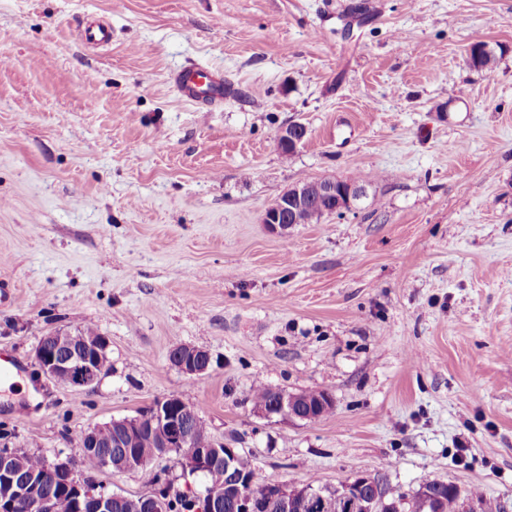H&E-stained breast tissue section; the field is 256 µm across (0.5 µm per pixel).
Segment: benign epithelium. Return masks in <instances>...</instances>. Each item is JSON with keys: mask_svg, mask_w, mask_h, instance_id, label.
Wrapping results in <instances>:
<instances>
[{"mask_svg": "<svg viewBox=\"0 0 512 512\" xmlns=\"http://www.w3.org/2000/svg\"><path fill=\"white\" fill-rule=\"evenodd\" d=\"M328 193L341 191L347 206H352L353 199L359 194V188L343 178L330 177L321 180ZM67 347L64 354L50 353L45 349V342H40L35 350V363L40 372L50 380L56 379L61 373L68 376L67 386L79 389H90L99 380L102 372L97 366L98 359L107 352L108 343L104 337H88L74 332H59L49 335ZM173 364L188 375H199L208 370L211 356L206 351L196 348L190 358H175ZM274 400L271 407L261 408L265 415H280L285 418H302L299 411L294 409L295 403L300 399L301 393H286L273 391ZM182 404L181 399L170 397L157 402L145 413L150 420V431L157 437L160 447L164 450L179 448L182 450L185 466L193 473H201L209 479V484L221 488H237L239 484L230 477L233 471V462L236 449L224 445V449L217 447L196 448L191 442V433L188 423L177 407ZM142 429L141 421L125 422L121 427H113L112 423L93 427L84 432L78 444L82 450H93L103 443L118 449L112 458V468L117 471H130L143 466V463L133 458L131 453L124 450L125 443L134 433ZM18 452L7 449L0 452V512H14L17 503L26 498L38 497V490L43 478L33 474L21 482L12 475L14 462ZM53 472L63 481L77 498H84V504L90 507L91 512H112V502L124 500L126 496L109 493L81 483L74 477V471L67 461L51 464ZM370 485L374 488L376 496L382 495V484L376 479L366 476H356L343 482L339 486L341 497L353 498L358 490ZM277 493L269 502H262L253 495L239 493L234 502L236 512H294L307 499L309 490L305 487H288L283 484L276 485ZM171 498L169 480L159 476L156 478L154 488L138 496L140 512H167L168 501Z\"/></svg>", "mask_w": 512, "mask_h": 512, "instance_id": "benign-epithelium-1", "label": "benign epithelium"}]
</instances>
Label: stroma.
<instances>
[{
  "label": "stroma",
  "mask_w": 512,
  "mask_h": 512,
  "mask_svg": "<svg viewBox=\"0 0 512 512\" xmlns=\"http://www.w3.org/2000/svg\"><path fill=\"white\" fill-rule=\"evenodd\" d=\"M91 21L109 43L82 41ZM477 42L494 71L470 66ZM190 62L223 72L222 103L177 96ZM331 176L365 196L263 224ZM2 288L0 349L37 396L20 416L0 394V448L63 460L173 396L269 482L512 505V0H0ZM88 326L108 341L95 387L44 377L43 337ZM182 345L210 368L184 374ZM259 386L332 408L268 417ZM163 472L206 485L174 454L75 476L137 496ZM349 181L358 183V179L355 177H349L346 180L344 178L336 177L324 178L321 180V183L327 193L322 192L319 181H299L295 185H299L305 190L304 208L302 209L303 192L301 188L299 186L290 187V193L287 194L283 208H290L292 212L286 209L281 210V212H274L268 209V207H270L272 210H276L281 206V200L284 198L278 196L265 209L262 222L263 224H267L271 227L276 225H279L280 227H288V224H292L289 223V221H294L293 214L295 216V220H298L299 218L303 222L298 224L318 223L325 215L334 213L341 214V210L348 209L346 207L341 209L338 196L329 194L336 192V188L340 189L344 199L346 200V205L349 209H352L353 199L360 193V191L358 186L353 185ZM301 209L302 211L298 214ZM280 214L288 224L281 223ZM186 347L194 348V351L192 352L193 356L190 358H184L183 360L176 357L173 364L188 375H199L207 371L211 364L210 354L199 348L190 346ZM197 355H199L198 359H196Z\"/></svg>",
  "instance_id": "35a3bbf8"
}]
</instances>
